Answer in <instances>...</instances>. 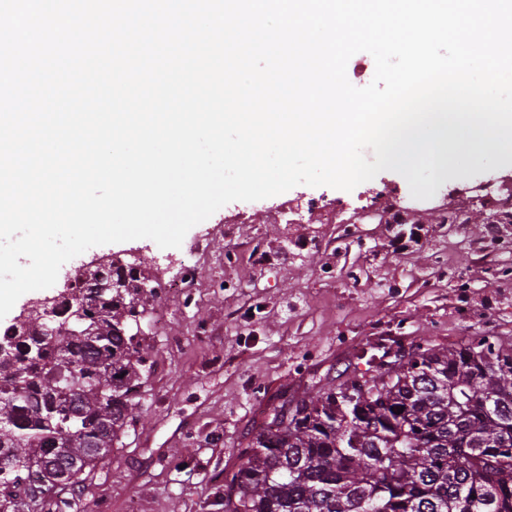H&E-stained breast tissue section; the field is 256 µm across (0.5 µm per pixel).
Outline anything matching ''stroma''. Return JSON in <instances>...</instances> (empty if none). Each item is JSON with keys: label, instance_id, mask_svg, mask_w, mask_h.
Listing matches in <instances>:
<instances>
[{"label": "stroma", "instance_id": "obj_1", "mask_svg": "<svg viewBox=\"0 0 512 512\" xmlns=\"http://www.w3.org/2000/svg\"><path fill=\"white\" fill-rule=\"evenodd\" d=\"M394 171L352 191L299 185L231 202L186 234L173 258L193 257L189 296H157L142 322L149 367L138 420L83 483L62 491L64 512H224V475L283 394L340 379L363 350L428 336L512 341V224L489 225L479 202L465 224H440L454 197L423 200L408 223L369 212L376 192H406ZM340 203V224H268L262 213L298 195ZM139 250L161 283L149 239L81 254Z\"/></svg>", "mask_w": 512, "mask_h": 512}]
</instances>
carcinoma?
Instances as JSON below:
<instances>
[{"label":"carcinoma","mask_w":512,"mask_h":512,"mask_svg":"<svg viewBox=\"0 0 512 512\" xmlns=\"http://www.w3.org/2000/svg\"><path fill=\"white\" fill-rule=\"evenodd\" d=\"M91 264L70 299L0 335V512H57L60 469L82 483L134 418L156 289ZM365 365L265 409L224 512H512V347L423 338Z\"/></svg>","instance_id":"1"}]
</instances>
